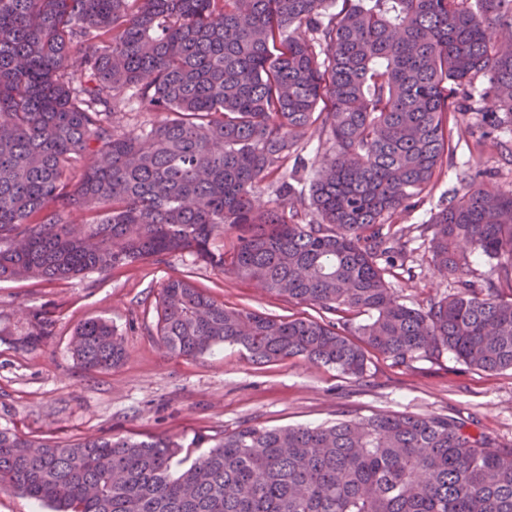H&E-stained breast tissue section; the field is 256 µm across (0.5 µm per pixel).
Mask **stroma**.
<instances>
[{
  "label": "stroma",
  "mask_w": 512,
  "mask_h": 512,
  "mask_svg": "<svg viewBox=\"0 0 512 512\" xmlns=\"http://www.w3.org/2000/svg\"><path fill=\"white\" fill-rule=\"evenodd\" d=\"M472 137L460 139L444 159L436 185L398 215L409 231L406 263L414 278L392 277L400 300L414 308L452 292L454 282L430 264L421 226L449 190L463 189L460 175ZM330 153L325 136L312 133L298 148L302 168L285 162L297 186L309 190L315 169ZM187 276L225 305L280 317L328 320L323 310L269 295L254 283L197 262L187 254L145 259L109 272L67 281H0V330L19 333L25 311H56V334L29 353L0 342V429L34 438L73 441L90 436L168 435L189 444L245 424L316 426L351 414L378 412L448 416L512 448V370L486 372L448 350L408 365L373 353L363 377L296 357L256 364L225 345L194 358L175 356L156 341V298L164 284ZM109 321L122 337L123 361L106 372L83 370L72 355L75 328Z\"/></svg>",
  "instance_id": "obj_1"
}]
</instances>
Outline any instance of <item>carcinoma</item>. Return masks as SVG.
<instances>
[{
  "label": "carcinoma",
  "mask_w": 512,
  "mask_h": 512,
  "mask_svg": "<svg viewBox=\"0 0 512 512\" xmlns=\"http://www.w3.org/2000/svg\"><path fill=\"white\" fill-rule=\"evenodd\" d=\"M491 23L512 28V0H0V280L184 253L336 321L226 307L171 279L157 336L177 356L232 344L257 364L302 357L361 377L371 352L404 366L445 348L512 369V296L470 278L485 259L512 284V189L456 191L425 224L452 293L415 309L387 280L407 247L392 214L434 187L461 112L479 115L476 143L512 163V42L492 41ZM480 78L495 112L478 107ZM131 88L166 119L118 132ZM315 126L332 155L309 196L282 176V203L256 209V184ZM73 210L86 223H69ZM55 328L33 308L0 342L36 350ZM71 347L88 372L124 357L102 319L80 324ZM183 448L0 429V492L50 512H512V448L455 418L244 425L190 464Z\"/></svg>",
  "instance_id": "carcinoma-1"
}]
</instances>
